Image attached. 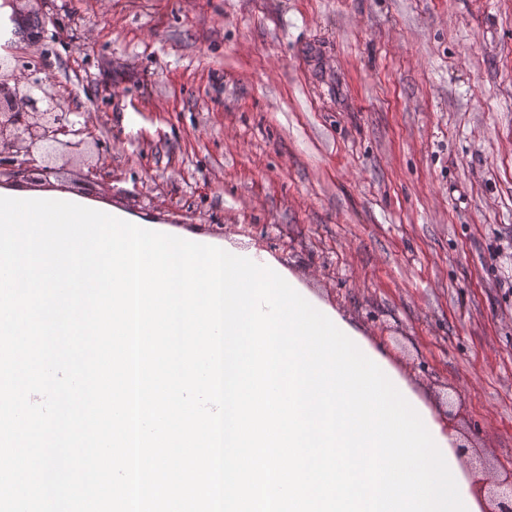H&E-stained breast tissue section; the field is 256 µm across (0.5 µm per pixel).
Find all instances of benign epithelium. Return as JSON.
I'll list each match as a JSON object with an SVG mask.
<instances>
[{"label":"benign epithelium","mask_w":512,"mask_h":512,"mask_svg":"<svg viewBox=\"0 0 512 512\" xmlns=\"http://www.w3.org/2000/svg\"><path fill=\"white\" fill-rule=\"evenodd\" d=\"M43 67L27 56L14 55L10 69L0 70V174L15 180L47 181L57 174L60 154L85 143L87 126L81 113L65 110L61 97L46 87ZM494 508L512 512V481L496 484Z\"/></svg>","instance_id":"7a95c632"}]
</instances>
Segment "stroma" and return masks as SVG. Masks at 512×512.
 I'll use <instances>...</instances> for the list:
<instances>
[{
    "label": "stroma",
    "mask_w": 512,
    "mask_h": 512,
    "mask_svg": "<svg viewBox=\"0 0 512 512\" xmlns=\"http://www.w3.org/2000/svg\"><path fill=\"white\" fill-rule=\"evenodd\" d=\"M57 178L273 256L512 477V0H22Z\"/></svg>",
    "instance_id": "obj_1"
}]
</instances>
